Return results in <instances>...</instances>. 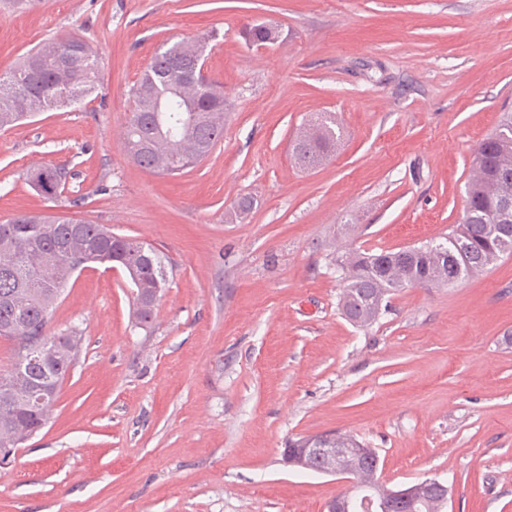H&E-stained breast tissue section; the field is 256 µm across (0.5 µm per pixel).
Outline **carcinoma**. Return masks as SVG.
Returning a JSON list of instances; mask_svg holds the SVG:
<instances>
[{
	"label": "carcinoma",
	"mask_w": 512,
	"mask_h": 512,
	"mask_svg": "<svg viewBox=\"0 0 512 512\" xmlns=\"http://www.w3.org/2000/svg\"><path fill=\"white\" fill-rule=\"evenodd\" d=\"M246 41L278 42L279 31L265 24L249 27ZM207 45L177 40L152 57L130 89L133 109L123 146L140 167L178 175L197 167L224 137V91L201 74ZM98 74L92 46L77 35L47 40L8 71L0 72V129L31 120L41 112L69 107L91 92ZM335 121L315 122L293 142L297 163H318L336 146ZM29 182L52 196L66 185L65 173L42 168ZM512 111L501 112L495 130L473 152L472 173L458 224L440 242L380 252L343 251L335 264L343 282L339 305L357 326L372 325L385 297L402 288L450 287L478 276L512 254V239L496 231L512 225ZM119 265L136 288L135 319L151 325L155 304L144 301L167 286L164 256L137 238L112 233L102 224L74 222L57 216L20 213L0 223V336H17L27 350H15V362L0 374V453L36 435L49 419L60 385L81 351L82 336L73 329L51 334V312L73 276L74 263ZM347 449L345 463L357 471L358 486L387 495L394 489L380 482L379 468L363 458L364 447L350 435L331 436ZM445 491L424 486L405 504L406 512H443Z\"/></svg>",
	"instance_id": "cac0c4a2"
}]
</instances>
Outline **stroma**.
Here are the masks:
<instances>
[{
  "label": "stroma",
  "mask_w": 512,
  "mask_h": 512,
  "mask_svg": "<svg viewBox=\"0 0 512 512\" xmlns=\"http://www.w3.org/2000/svg\"><path fill=\"white\" fill-rule=\"evenodd\" d=\"M274 46H249L253 24ZM83 36L91 94L0 130V222L111 226L169 260L148 329L122 270H83L50 332L83 352L46 427L0 462V512H325L337 477L282 460L289 440L354 436L380 480L436 479L444 512H512V255L450 288L390 296L371 326L338 308L341 249L420 246L465 205L473 151L512 107V0H0V71ZM209 37L231 103L198 167L124 153L128 92L166 42ZM336 117V149L297 164L295 137ZM70 172L47 198L30 172ZM256 200L243 220L229 213Z\"/></svg>",
  "instance_id": "35a3bbf8"
}]
</instances>
